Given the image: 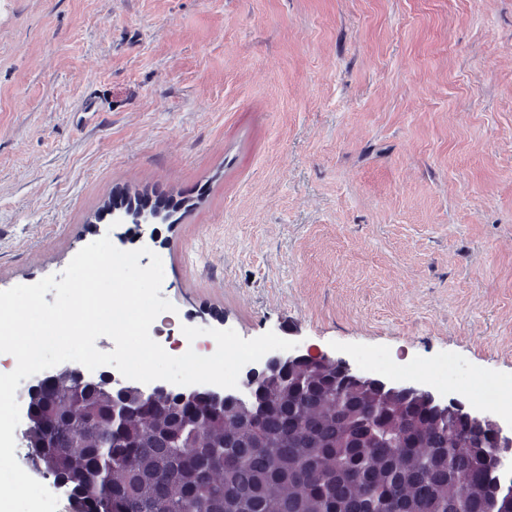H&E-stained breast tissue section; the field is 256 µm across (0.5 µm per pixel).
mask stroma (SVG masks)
<instances>
[{
  "mask_svg": "<svg viewBox=\"0 0 512 512\" xmlns=\"http://www.w3.org/2000/svg\"><path fill=\"white\" fill-rule=\"evenodd\" d=\"M119 188L192 205L99 220ZM104 236L154 239L168 354L390 355L512 425V0H0V290Z\"/></svg>",
  "mask_w": 512,
  "mask_h": 512,
  "instance_id": "35a3bbf8",
  "label": "stroma"
}]
</instances>
